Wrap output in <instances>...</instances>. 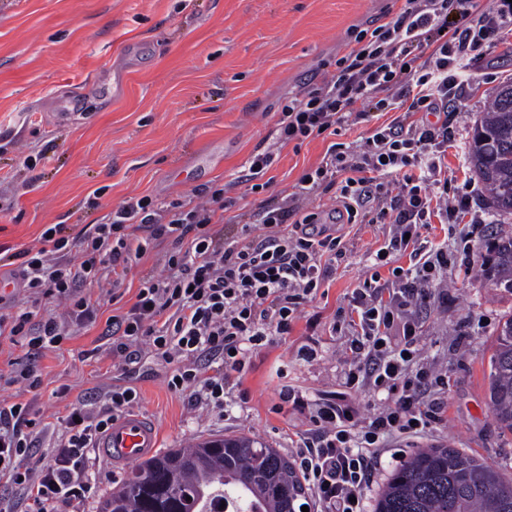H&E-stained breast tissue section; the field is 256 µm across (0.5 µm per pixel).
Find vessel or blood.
<instances>
[{"label":"vessel or blood","instance_id":"b4317fda","mask_svg":"<svg viewBox=\"0 0 512 512\" xmlns=\"http://www.w3.org/2000/svg\"><path fill=\"white\" fill-rule=\"evenodd\" d=\"M156 446L154 424L138 414H123L112 420L98 442L99 455L110 467L143 459Z\"/></svg>","mask_w":512,"mask_h":512}]
</instances>
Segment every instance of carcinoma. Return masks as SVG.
<instances>
[{
    "label": "carcinoma",
    "instance_id": "1",
    "mask_svg": "<svg viewBox=\"0 0 512 512\" xmlns=\"http://www.w3.org/2000/svg\"><path fill=\"white\" fill-rule=\"evenodd\" d=\"M468 154L493 213L511 216L512 82L475 123ZM481 275L512 293V231L495 235ZM488 391L495 422L512 432V315L497 327ZM304 494L296 469L278 449L242 434L170 448L143 461L97 512H221L226 498L243 512H301ZM374 512H512V481L456 448H422L395 470Z\"/></svg>",
    "mask_w": 512,
    "mask_h": 512
}]
</instances>
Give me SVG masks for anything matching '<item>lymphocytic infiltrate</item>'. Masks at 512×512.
<instances>
[{"label":"lymphocytic infiltrate","mask_w":512,"mask_h":512,"mask_svg":"<svg viewBox=\"0 0 512 512\" xmlns=\"http://www.w3.org/2000/svg\"><path fill=\"white\" fill-rule=\"evenodd\" d=\"M512 29V0H492L477 14L466 0H405L387 21L353 32L349 52L320 82L309 83L283 105L276 124L279 146L336 134L355 106L379 112H444L464 98L466 67ZM428 56L415 62L413 53ZM448 128L396 117L374 127L355 146L331 144L316 168L305 171L293 193L264 205L251 224H233L223 238L212 226L224 203L219 186L204 201L156 203L132 197L77 235L60 224L46 227L36 247L22 251L20 286L32 297L63 304L61 316L20 307L0 312V337L20 339L23 357L12 360L8 384L40 388L37 363L61 346L76 327L96 318L91 287L103 277L120 284L133 261L157 243L173 248L160 259V275L145 278L134 303L107 318L101 332L125 367L139 364L142 345L169 365V390L195 402L226 407L253 352L288 335L303 304L313 301L343 255L339 237L317 230V213L305 212L314 196L336 192L351 224H389L391 237L371 259L369 280L354 288L348 305L354 330L346 349L345 385L367 386L386 405L359 422L343 396L316 403L314 427L301 438L296 461L319 512H366L364 492L385 444L418 437L442 409V375L420 363L419 323L432 295L441 292L445 250L423 251L418 242L432 219L462 221L471 193H449L439 161ZM79 250L80 262L70 253ZM408 268L390 279L378 269L395 254ZM105 397V410H87ZM138 398L135 387L84 392L58 436L49 461L20 467L40 440L31 407L0 406V495L18 494L21 512H60L80 500L92 477L88 452L113 417Z\"/></svg>","instance_id":"obj_1"}]
</instances>
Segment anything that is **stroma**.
Masks as SVG:
<instances>
[{"instance_id": "35a3bbf8", "label": "stroma", "mask_w": 512, "mask_h": 512, "mask_svg": "<svg viewBox=\"0 0 512 512\" xmlns=\"http://www.w3.org/2000/svg\"><path fill=\"white\" fill-rule=\"evenodd\" d=\"M392 6L393 0H0V129L11 133L0 140V249L36 246L51 224L75 232L99 223L131 197L167 203L215 185L224 188L225 223H249L257 208L292 193L332 142L359 143L372 125L392 120L389 112L368 123L351 118L336 137L281 148L264 191L237 180L251 155L273 143L288 98L345 55L352 30ZM471 69L463 107L448 115L451 139L440 166L449 191L474 189L472 211L455 226L432 222L422 235L425 248L452 254L443 273L448 298L435 300L422 317L417 344L421 362L448 379L443 408L421 438L392 442L379 458L365 492L370 506L401 460L419 448L459 449L512 480V433L498 428L487 406L496 328L512 314V294L491 287L480 268H467L463 251L474 220L489 213L468 141L497 87L512 80V33ZM29 156L35 168H27ZM338 206L330 192L309 209L332 216L326 230L341 238L345 254L321 294L301 306L290 334L253 353L240 378L243 400L226 410L191 405L168 389L167 369L150 349L129 374L101 347L107 318L133 304L142 279L160 274L158 257L171 249L164 242L131 267L113 294L102 295L94 322L39 360L38 391L0 381V403H31L41 433L38 452L22 468L48 461L85 389L104 391L117 382L138 389L131 411L155 422L163 451L246 434L291 458L322 399L342 393L360 418L377 412L380 395L343 385L352 331L340 310L370 277L369 257L392 227L335 220ZM306 346L315 358L301 357ZM287 385L303 395V405L283 400ZM88 457L92 481L77 512H97L131 472L107 469L96 451Z\"/></svg>"}]
</instances>
